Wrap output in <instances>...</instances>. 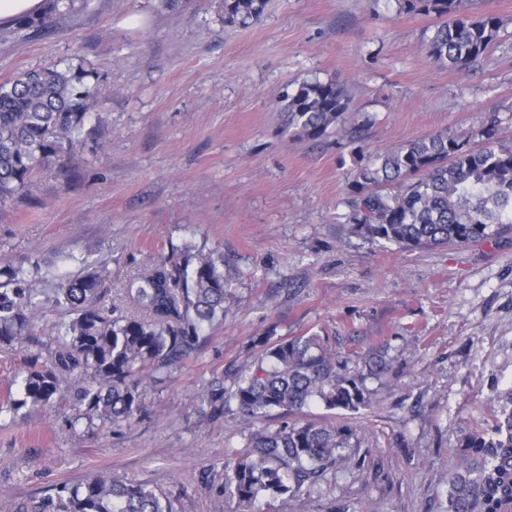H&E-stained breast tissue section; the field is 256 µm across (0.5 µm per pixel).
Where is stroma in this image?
<instances>
[{
	"mask_svg": "<svg viewBox=\"0 0 512 512\" xmlns=\"http://www.w3.org/2000/svg\"><path fill=\"white\" fill-rule=\"evenodd\" d=\"M467 6L501 21L468 72L429 57L436 17L398 0H270L244 26L225 24L218 0H92L25 37L0 22V82L81 55L99 71L103 117L66 174L40 172L0 203V266L40 259L75 276L96 260L120 306L128 279L190 244L223 250L233 293L198 348L143 387L145 417L90 427L72 424L64 398L7 405L31 355L54 349L69 320L43 279L39 345L0 348V512H34L100 471L150 483L177 512H233L224 460L244 448L243 425L233 411L198 413L197 398L249 371L257 338L306 333L345 356L383 344L394 357L371 408L297 415L351 426L364 468L255 512H445L459 431L488 428L512 385V240L405 251L357 232L346 200L358 145L295 135L279 101L303 81H335L348 123L372 119L369 152L428 134L465 140L494 113L499 144L512 147V0Z\"/></svg>",
	"mask_w": 512,
	"mask_h": 512,
	"instance_id": "1",
	"label": "stroma"
}]
</instances>
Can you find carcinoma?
Instances as JSON below:
<instances>
[{"instance_id":"1","label":"carcinoma","mask_w":512,"mask_h":512,"mask_svg":"<svg viewBox=\"0 0 512 512\" xmlns=\"http://www.w3.org/2000/svg\"><path fill=\"white\" fill-rule=\"evenodd\" d=\"M403 8L440 19L428 38L439 65L466 71L483 60L499 28L492 15L468 14L463 0H402ZM268 0H222L224 22L259 19ZM42 13L16 20L14 34L42 30L57 17L74 16L90 0H44ZM99 72L81 56L31 69L0 83V202L19 194L32 177L73 156L84 145L86 125L99 114ZM288 127L322 140L345 126L349 97L333 81H304L282 99ZM498 117L476 131L470 145L432 134L385 152L357 146L358 166L350 183V220L360 232L403 249L448 244L468 246L512 235V148L497 145ZM37 263L0 267V345L32 337L40 290ZM105 269L85 265L78 277H61L53 301L72 318L60 326L48 359L34 358L21 376L10 408L17 412L53 406L65 377L82 382L71 392L74 421L129 422L143 411L140 387L147 378L177 365L200 336L224 317L232 297L224 275V252L191 246L176 258L156 261L133 277L125 297L134 309L119 313L104 303ZM263 352L231 388L217 381L202 395L199 413L217 416L236 407L247 424L273 411L287 414L318 404L356 414L374 404L375 389L393 358L385 347L348 360L317 335L262 340ZM490 431L469 430L456 440L448 474V512H503L512 501V386L496 395ZM353 429L333 424L282 422L250 432L244 450L224 464V499L236 512H252L260 499L309 496L335 478L354 447ZM37 512H175L173 502L147 483L97 474L63 485L41 501Z\"/></svg>"}]
</instances>
